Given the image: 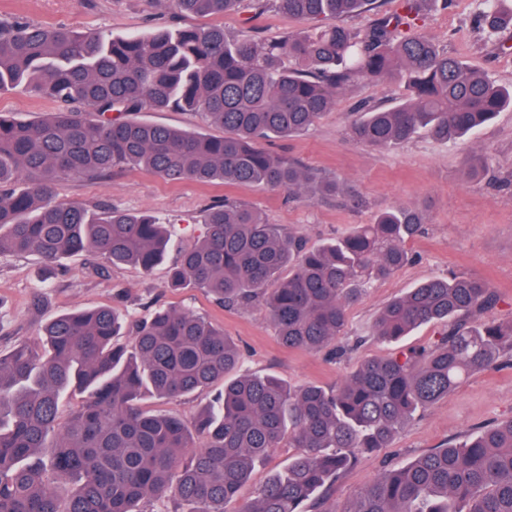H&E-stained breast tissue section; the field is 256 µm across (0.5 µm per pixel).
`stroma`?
Instances as JSON below:
<instances>
[{
	"instance_id": "stroma-1",
	"label": "stroma",
	"mask_w": 512,
	"mask_h": 512,
	"mask_svg": "<svg viewBox=\"0 0 512 512\" xmlns=\"http://www.w3.org/2000/svg\"><path fill=\"white\" fill-rule=\"evenodd\" d=\"M482 10V0H426L422 24L449 54L510 87L512 27L487 36L478 28ZM14 18L115 36L199 22L198 17L176 13L171 0H0V19ZM220 23L230 38L273 39L305 26L304 20L270 10L247 24L236 14L225 15ZM405 97L398 81L367 82L340 94L334 109L304 135L267 142L270 151L313 169L324 179L352 187L353 196L346 200H311L259 186L171 182L128 168L95 180L71 175L59 181L55 195L60 202L87 207L109 204L156 217L170 233L172 248L148 273L135 266L108 265L98 270L85 255L51 267L34 255H0V351L22 341L38 343L44 323L75 309L117 303L134 317L172 306L206 315L239 345L238 374H272L291 387L315 384L333 389L366 359L391 356L402 347H427L436 340L442 331L438 324L420 327L399 345L380 343L370 335L378 312L422 281L453 273L486 280L498 297L489 319H512V109L498 113L466 143H443L424 133L401 146L374 148L349 138L347 128L360 103L390 107ZM57 109L51 99L22 88L0 92V112L21 119H37ZM468 148L488 157L481 179H472L463 163ZM226 198L259 210L268 223L302 236L311 247L353 225L373 223L377 214L397 205L419 206L425 230L406 244L410 262L390 278L365 288L349 307L344 336L353 349L337 362L324 351L281 345L262 307L226 308L203 290L168 288L169 269L180 251L203 234L205 209ZM511 417L512 366L472 373L448 396L399 426L390 447L363 455L324 493L316 508L341 512L384 469ZM292 454L291 448H278L257 463L238 492L237 505L255 499Z\"/></svg>"
}]
</instances>
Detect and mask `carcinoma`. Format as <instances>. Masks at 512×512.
<instances>
[{
	"label": "carcinoma",
	"instance_id": "cac0c4a2",
	"mask_svg": "<svg viewBox=\"0 0 512 512\" xmlns=\"http://www.w3.org/2000/svg\"><path fill=\"white\" fill-rule=\"evenodd\" d=\"M479 25L512 24V4L490 0ZM376 0H174L178 12L224 16L267 10L317 25L273 40L230 39L224 26L113 37L0 20V91L25 86L59 111L37 120L0 112V254L53 265L84 253L149 272L170 248L149 215L57 201L72 174L145 169L169 181L263 185L311 199L346 196L260 145L303 135L365 81L396 78L394 107L364 105L350 126L361 144L389 148L426 132L462 140L512 109V89L440 50L420 24L421 0H402L365 29L344 19ZM334 20L323 25L321 21ZM144 109L198 110L221 134L137 121ZM204 235L180 252L170 287L201 288L223 306L266 309L289 349L329 350L362 289L410 261L422 212L398 205L315 247L243 204L207 209ZM494 288L453 274L423 282L377 314L371 335L398 343L440 323L432 346L363 361L339 386L293 389L271 375L231 380L240 350L224 330L175 307L125 318L114 307L57 316L42 348L0 353V512H232L255 464L280 447L299 452L239 512H309L307 503L363 452L388 447L397 427L448 395L463 376L512 358V321L483 316ZM219 384L192 420L142 408ZM85 394L65 424L59 400ZM73 490L66 498L55 483ZM341 512H512V418L380 473Z\"/></svg>",
	"mask_w": 512,
	"mask_h": 512
}]
</instances>
